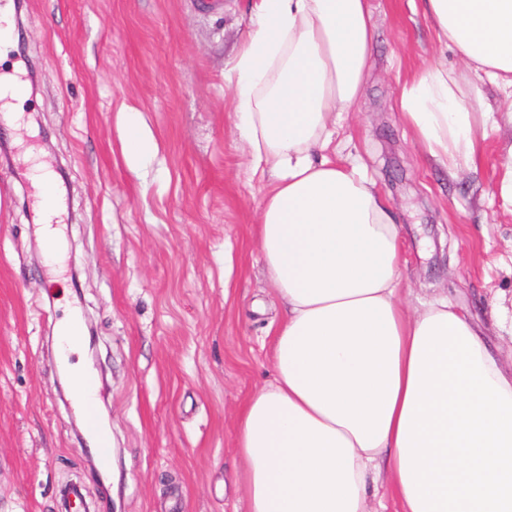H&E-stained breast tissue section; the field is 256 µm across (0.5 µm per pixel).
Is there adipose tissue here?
<instances>
[{"mask_svg": "<svg viewBox=\"0 0 512 512\" xmlns=\"http://www.w3.org/2000/svg\"><path fill=\"white\" fill-rule=\"evenodd\" d=\"M440 43L476 82L437 69L408 80L400 109L431 158L478 170V129L497 124L482 84L512 91V0H420ZM234 65L238 129L273 183L257 242L284 314L273 385L237 412L248 512H367L387 470L401 512H512V376L447 298L407 317L399 230L374 185L312 150L360 95L371 51L367 0H256ZM129 165L154 148L127 114ZM46 245L53 179L35 181Z\"/></svg>", "mask_w": 512, "mask_h": 512, "instance_id": "adipose-tissue-1", "label": "adipose tissue"}]
</instances>
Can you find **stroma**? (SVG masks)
<instances>
[{"label": "stroma", "instance_id": "stroma-1", "mask_svg": "<svg viewBox=\"0 0 512 512\" xmlns=\"http://www.w3.org/2000/svg\"><path fill=\"white\" fill-rule=\"evenodd\" d=\"M251 4L21 0L23 38L6 63L35 89L23 123L0 114V512H62L69 483L92 512H247L235 415L275 380L283 315L254 239L269 184L236 129L228 78ZM369 8L363 91L312 156L358 165L395 210L405 314L448 297L512 374V201L501 193L512 99L484 86L499 124L484 133L478 172L448 174L397 101L411 75L463 63L413 0ZM122 111L156 145L138 170L123 157ZM26 144L66 174L59 265L31 254L42 225ZM71 314L97 339V358L70 360L98 380L120 455L110 482L98 481L61 384L55 331Z\"/></svg>", "mask_w": 512, "mask_h": 512}]
</instances>
